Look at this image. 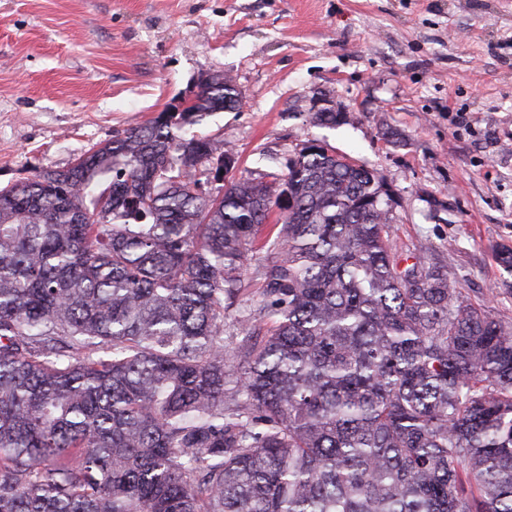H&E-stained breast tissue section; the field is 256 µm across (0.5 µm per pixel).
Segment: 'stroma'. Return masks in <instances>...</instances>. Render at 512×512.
I'll list each match as a JSON object with an SVG mask.
<instances>
[{
	"instance_id": "stroma-1",
	"label": "stroma",
	"mask_w": 512,
	"mask_h": 512,
	"mask_svg": "<svg viewBox=\"0 0 512 512\" xmlns=\"http://www.w3.org/2000/svg\"><path fill=\"white\" fill-rule=\"evenodd\" d=\"M231 77L240 109L188 134L286 174L309 140L396 194L397 242L448 258L512 324V0H0V187ZM345 113L318 123L317 109Z\"/></svg>"
}]
</instances>
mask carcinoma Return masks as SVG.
<instances>
[{"instance_id": "obj_1", "label": "carcinoma", "mask_w": 512, "mask_h": 512, "mask_svg": "<svg viewBox=\"0 0 512 512\" xmlns=\"http://www.w3.org/2000/svg\"><path fill=\"white\" fill-rule=\"evenodd\" d=\"M240 98L0 188V512H512V327L332 150L204 189Z\"/></svg>"}]
</instances>
